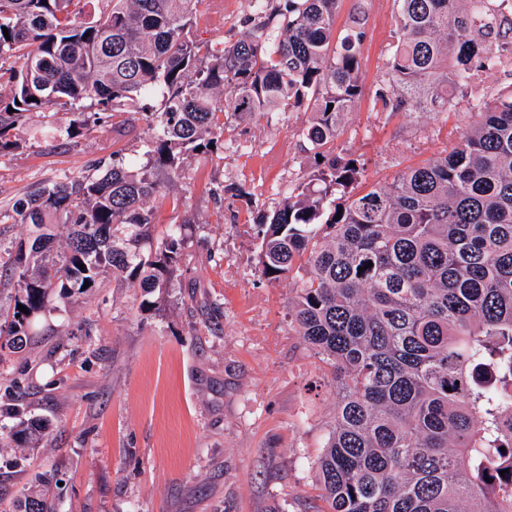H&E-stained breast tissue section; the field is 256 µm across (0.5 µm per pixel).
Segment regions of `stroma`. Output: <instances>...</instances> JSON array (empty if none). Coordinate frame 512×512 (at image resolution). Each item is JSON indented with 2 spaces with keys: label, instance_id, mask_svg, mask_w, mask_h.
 Listing matches in <instances>:
<instances>
[{
  "label": "stroma",
  "instance_id": "obj_1",
  "mask_svg": "<svg viewBox=\"0 0 512 512\" xmlns=\"http://www.w3.org/2000/svg\"><path fill=\"white\" fill-rule=\"evenodd\" d=\"M217 19L197 40L233 43L253 0H210ZM359 16L362 95L336 149L365 163V186L451 148L470 101L512 84V65L479 74L456 111L383 109L375 93L397 21L395 0H340L336 28ZM312 112L226 115L216 153L191 157L156 209L159 229L190 218L169 288L153 294L106 275L95 292L42 314L26 349L0 361V406L48 422L34 443H0V500L61 481V512H314L315 462L335 423L325 365L296 336L294 278L260 274L254 221L311 172L298 132ZM70 112L52 105L13 131L0 155V209L100 158L142 152L146 125L57 135ZM221 196H213L214 188Z\"/></svg>",
  "mask_w": 512,
  "mask_h": 512
}]
</instances>
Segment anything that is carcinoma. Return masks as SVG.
Segmentation results:
<instances>
[{
    "label": "carcinoma",
    "mask_w": 512,
    "mask_h": 512,
    "mask_svg": "<svg viewBox=\"0 0 512 512\" xmlns=\"http://www.w3.org/2000/svg\"><path fill=\"white\" fill-rule=\"evenodd\" d=\"M101 2L85 20L80 0H0V153L17 148L15 125L52 104L71 112L57 129L69 137L155 124L141 162L114 153L12 207L21 224L53 219L71 233L63 253L45 232L18 247L0 359L23 348L51 301L101 287L108 269L148 294L167 287L183 225L156 235L149 201L166 198L187 156L217 149L224 94L240 117L305 105L312 175L255 230L261 274H294L291 326L336 387L317 512H512V85L450 152L360 190L364 164L336 153V138L361 95L365 32L354 18L336 36L340 0H255L258 22L230 45L191 38L207 0ZM502 2L398 0L383 107L455 110L478 74L512 57L496 24ZM141 99L159 109L127 110ZM46 428L22 420L7 438L27 443ZM9 512L58 503L32 491Z\"/></svg>",
    "instance_id": "carcinoma-1"
}]
</instances>
